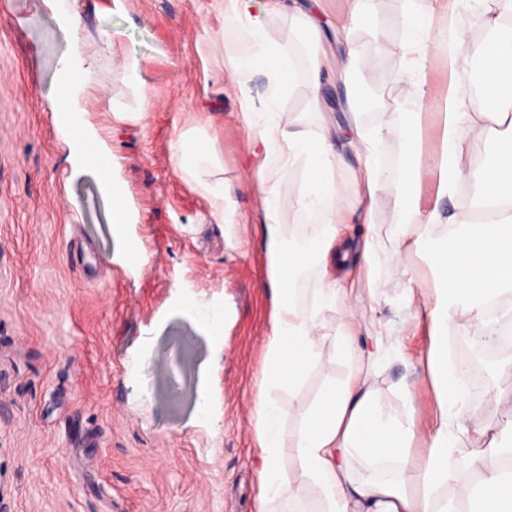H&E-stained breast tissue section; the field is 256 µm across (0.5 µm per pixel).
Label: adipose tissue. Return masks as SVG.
Wrapping results in <instances>:
<instances>
[{
	"label": "adipose tissue",
	"mask_w": 512,
	"mask_h": 512,
	"mask_svg": "<svg viewBox=\"0 0 512 512\" xmlns=\"http://www.w3.org/2000/svg\"><path fill=\"white\" fill-rule=\"evenodd\" d=\"M225 33L235 37L237 50L230 59L235 79L264 69L268 87L262 107L245 101L242 114L249 136L264 148V158L255 171L261 188L259 229L266 257L267 287L273 310L260 389L252 416L261 460L258 512H268L276 500L300 499L304 489L295 484L281 463L282 416L271 397L274 387L298 386L318 358V342L325 328L323 309L340 308L346 321L340 334L345 353L357 369L340 386L323 391L303 421L293 450L299 469L319 490L329 512H459L455 505L440 503L442 487H468L466 512H512V400L505 404L502 423L495 434L473 429L476 446L467 470H459L452 450L459 436V422L466 405L459 370L448 362V338L470 331L485 332L496 325L489 311L496 304L512 314V0H496V9L482 12L489 31L486 40L468 44L467 32L456 16H448L441 31L448 65V97L442 114V134L437 154H429L423 137V116L428 72L438 59L428 50L433 31L430 16L410 12L404 40L394 46L376 42L375 49L388 58L407 84L409 104L383 113L380 130H369L356 115L362 107L361 54L354 41L337 55L334 67L345 88V109L352 114V136L360 167L353 177L360 185L364 206H371L382 187H389L396 202L391 242L368 236L362 258L369 271L379 265L407 266L409 241L428 246L437 273L438 290L426 305L430 326L428 368L438 397V417L431 427H422L415 410L404 417L381 412L373 390L360 368L382 360L389 352L382 339L364 348L356 341L352 324L362 304L352 289L330 281L331 268L345 262L348 254L338 241L344 222V206L336 192L334 173L342 164L339 135L319 96L324 72L319 59H312L307 83L313 94L309 109L318 113L320 132L302 128L281 107L295 85L296 65L271 35L269 8L262 0H217ZM115 33L99 43L75 46L61 62L66 85L91 94L102 87L95 65L100 49H111ZM470 45L471 56L484 62L477 96L462 92L459 84L460 50ZM389 131L402 145L397 167H385L379 158L380 133ZM62 131L84 165L94 168L113 202L112 221L128 218L124 190L112 178V150L108 141L86 119L64 112ZM493 145L488 163L470 161L475 143ZM171 156L193 188L207 199L215 219L226 212L224 184L213 179L211 167L216 146L211 140L183 138L170 144ZM434 164L438 182L430 207L420 203L419 172ZM304 176L294 200L295 222L315 225L307 245H294L287 224L279 185L294 168ZM477 189L478 200L468 203L466 193ZM456 203L453 211L441 207L443 199ZM294 222V223H295ZM317 274L311 303L300 301L297 278L304 269ZM427 444L424 455L410 454L415 438ZM362 460L365 475H356L351 460ZM395 476H386L387 468ZM412 471L416 484L406 487L403 475Z\"/></svg>",
	"instance_id": "ef3b65f1"
}]
</instances>
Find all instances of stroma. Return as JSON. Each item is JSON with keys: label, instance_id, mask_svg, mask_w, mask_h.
Here are the masks:
<instances>
[{"label": "stroma", "instance_id": "obj_1", "mask_svg": "<svg viewBox=\"0 0 512 512\" xmlns=\"http://www.w3.org/2000/svg\"><path fill=\"white\" fill-rule=\"evenodd\" d=\"M76 0L82 36L117 33L97 67L108 77L97 98L73 109L104 127L112 172L126 194L128 223L112 222V200L98 174L82 166L60 131V60L71 45L46 0H0V512H257L258 472L252 400L260 387L272 299L255 225L260 189L250 173L262 149L249 138L241 102L262 103L267 77L235 81L226 66L236 51L215 18V0ZM312 10L329 56L344 49L346 0H297ZM404 0H376L372 27L358 29L362 71L371 90L365 126L407 101L408 88L374 37L405 35ZM269 30L301 67L283 108L312 132L304 66L311 52L288 15ZM142 62L139 86L119 67ZM145 110L143 121L119 112ZM180 136L217 141L216 172L229 196L224 222L170 156ZM336 189L351 211L341 235L388 240L395 200L377 191L364 224L344 151ZM383 283L353 327L359 341L382 328L392 355L369 383L379 406L404 417L414 403L423 426L434 423L437 396L425 367L429 324L405 303L433 297L427 248L408 268H380ZM223 317L214 334L189 302ZM320 360L293 390H273L283 415L282 463L304 485L294 502L271 512H325L319 491L295 470L291 446L321 389L344 381L355 365L333 334L340 310L325 309ZM465 426L497 427L496 389L512 390L498 362L464 377ZM208 411H201V401Z\"/></svg>", "mask_w": 512, "mask_h": 512}]
</instances>
